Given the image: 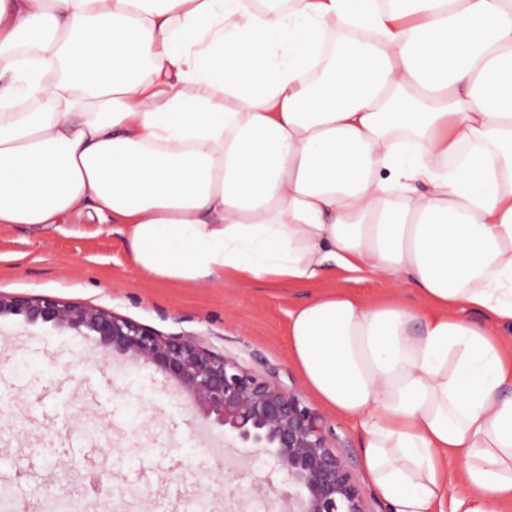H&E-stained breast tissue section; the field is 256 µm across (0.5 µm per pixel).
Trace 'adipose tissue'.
<instances>
[{
    "label": "adipose tissue",
    "mask_w": 512,
    "mask_h": 512,
    "mask_svg": "<svg viewBox=\"0 0 512 512\" xmlns=\"http://www.w3.org/2000/svg\"><path fill=\"white\" fill-rule=\"evenodd\" d=\"M92 210L170 283L324 292L290 359L392 512L512 495V0H0V227ZM463 480V468L462 465L455 461H448V497L444 502V509L446 512H451V510H456L460 512L464 510V512L470 507V502L465 500L464 503L460 502L458 499L460 497L456 496V499H453V491L452 488L459 486Z\"/></svg>",
    "instance_id": "obj_1"
}]
</instances>
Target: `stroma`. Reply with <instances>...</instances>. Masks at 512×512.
Segmentation results:
<instances>
[{
    "label": "stroma",
    "mask_w": 512,
    "mask_h": 512,
    "mask_svg": "<svg viewBox=\"0 0 512 512\" xmlns=\"http://www.w3.org/2000/svg\"><path fill=\"white\" fill-rule=\"evenodd\" d=\"M63 226L0 229L1 293L101 306L235 357L319 412L368 512H390L363 467L361 430L322 407L288 358V313L311 287L162 283L138 272L120 236L87 216ZM323 285L416 302L404 281L361 280L335 266ZM0 396V486L13 489L14 512H33V490L48 482L84 512H190L200 472L213 488L210 512H283L288 477L274 455L228 447L223 428H203L164 374L104 357L91 338L0 318Z\"/></svg>",
    "instance_id": "obj_1"
}]
</instances>
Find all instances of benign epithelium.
<instances>
[{"instance_id": "1", "label": "benign epithelium", "mask_w": 512, "mask_h": 512, "mask_svg": "<svg viewBox=\"0 0 512 512\" xmlns=\"http://www.w3.org/2000/svg\"><path fill=\"white\" fill-rule=\"evenodd\" d=\"M6 316L73 330L93 338L106 353L155 366L203 420L280 461L288 476L286 512H367L321 417L294 392L246 371L237 360L108 309L55 297L0 293V317Z\"/></svg>"}]
</instances>
